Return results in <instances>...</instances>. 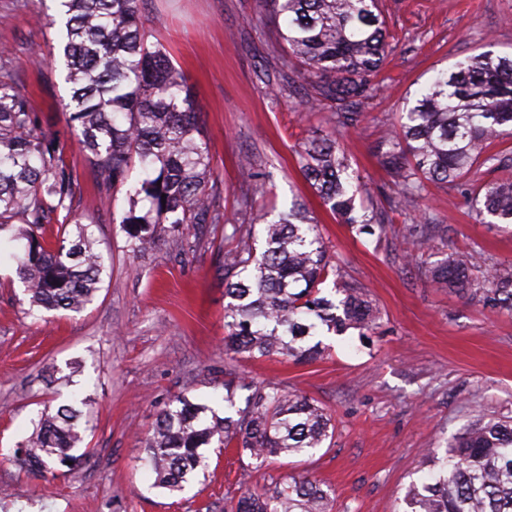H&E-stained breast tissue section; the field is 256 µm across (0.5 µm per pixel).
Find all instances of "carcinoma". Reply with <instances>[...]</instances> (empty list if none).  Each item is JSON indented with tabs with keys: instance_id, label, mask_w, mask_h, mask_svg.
I'll return each mask as SVG.
<instances>
[{
	"instance_id": "1",
	"label": "carcinoma",
	"mask_w": 512,
	"mask_h": 512,
	"mask_svg": "<svg viewBox=\"0 0 512 512\" xmlns=\"http://www.w3.org/2000/svg\"><path fill=\"white\" fill-rule=\"evenodd\" d=\"M143 0H61L62 58L71 95L64 110L76 144L91 165L97 193L123 186L134 163L145 177L137 194L146 211L122 221L127 251L139 257L156 247L162 225L224 220L213 204L216 182L201 112L184 75L160 45L147 43ZM288 54L303 66L311 101L331 112L328 128L301 146L299 163L323 205L364 234L398 237L392 221L358 213L357 186L348 172L340 129L365 119L358 111L378 89L374 82L391 50L379 0H264ZM512 137V55L485 51L440 71L378 142L391 177L397 211L417 209L430 184H447L496 224H512V174L480 183L483 167L512 169V148L493 147ZM83 174L54 136L40 131L38 114L19 84L10 58L0 57V232L24 239L12 255L28 296L29 312L79 313L92 304L107 265L93 248L92 218L77 215ZM407 228L403 258L425 268L440 288L469 295L512 314V267L491 263L473 277L468 256L450 253L433 264L424 246L433 225ZM234 247L224 255V350L239 357L272 354L296 362L325 352L318 337L350 329L366 335L380 327V312L364 289L347 280L329 257L318 226L294 202L261 225L262 250L252 227L232 225ZM332 282V293L322 285ZM224 415L186 395L171 399L146 440L154 486L181 492L207 466L204 449L234 447L257 468L274 457L312 456L333 436L324 408L279 384H257L224 368ZM89 420L74 404L45 407L19 446L15 462L35 476L90 455ZM429 476L412 482L410 512H512V417L472 424L444 455L429 452ZM333 490L306 477L276 481L258 492L243 489L225 512H331Z\"/></svg>"
}]
</instances>
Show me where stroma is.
Listing matches in <instances>:
<instances>
[{"label":"stroma","mask_w":512,"mask_h":512,"mask_svg":"<svg viewBox=\"0 0 512 512\" xmlns=\"http://www.w3.org/2000/svg\"><path fill=\"white\" fill-rule=\"evenodd\" d=\"M57 0H0V55L13 58L21 85L44 128L63 132L67 160L85 176L79 212L97 217L96 247L112 259L93 304L79 313L27 312L14 264L0 262V512H224L226 497L291 475L331 486L332 512H403L404 495L422 477V451L447 448L476 413L512 415V315L436 287L403 265L404 240L356 234L322 207L304 179L297 149L325 129L329 113L294 91L301 67L290 61L262 0H146V38L161 43L184 73L201 110L202 133L219 183L215 207L229 220L257 222L303 200L332 255L382 314L378 333L327 336L322 358L296 364L279 356L228 361L224 354L223 226L179 237L130 258L123 219L137 178L108 197L95 193L91 168L67 137L60 108L69 86L50 69L60 44L49 25ZM394 34L380 88L361 110L358 129L343 133L350 171L366 184L368 209L391 211L394 191L374 152L385 125L415 102L440 70L486 50L512 54V0H382ZM251 156L267 192L248 213L252 186L239 167ZM434 228L433 259L468 253L474 272L512 266V234L484 223L455 189L428 188L421 202ZM280 383L316 400L335 434L312 457L275 459L254 469L233 448L206 451L208 467L179 493L154 487L145 441L167 402L185 394L212 404L224 392V367ZM81 373H72V364ZM56 368L57 383L47 381ZM88 400L91 455L77 472L35 477L14 464L15 451L44 404Z\"/></svg>","instance_id":"35a3bbf8"}]
</instances>
